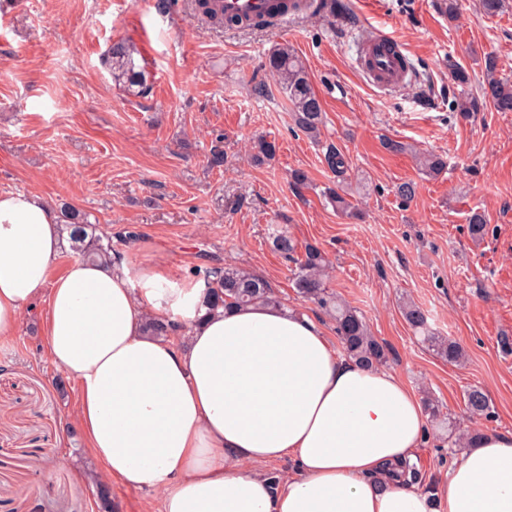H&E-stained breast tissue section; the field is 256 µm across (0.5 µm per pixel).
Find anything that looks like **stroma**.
I'll return each mask as SVG.
<instances>
[{"label": "stroma", "mask_w": 512, "mask_h": 512, "mask_svg": "<svg viewBox=\"0 0 512 512\" xmlns=\"http://www.w3.org/2000/svg\"><path fill=\"white\" fill-rule=\"evenodd\" d=\"M336 16L288 28H228L198 20L194 0L159 13L155 0H0V191L37 194L54 212L71 206L98 232L113 234L116 254L136 233L140 259L176 279L196 269L233 264L271 285L335 338L334 322L298 297L292 262L272 245L286 227L299 244L318 246L332 262L328 285L387 343L388 370L411 389L429 388L462 430L469 389L489 398L487 433H512V112L482 104L462 114L453 95L477 98L484 59L512 80V0L489 17L479 0H459L448 20L438 0H345ZM392 34L409 50L413 75L389 94L367 84L356 54L368 29ZM137 48L151 91L138 96L113 82L102 58L113 42ZM292 46L320 97V141L297 131L280 92L254 98L275 44ZM470 75L450 80L449 61ZM276 145L260 166L248 159L256 138ZM405 151L386 149L387 140ZM345 156L336 177L327 145ZM223 151V168L209 164ZM442 155L446 170L427 176L419 153ZM308 176L293 186L292 170ZM411 181L405 204L397 184ZM346 190L361 219L346 217L324 196ZM487 233L474 241L471 212ZM414 303L435 335L459 342L462 362L439 357L406 323ZM59 370L41 334L38 308L27 309L14 336L0 340V512H99L96 466L73 416V383ZM456 455L444 429L428 426L416 450L420 492L444 480Z\"/></svg>", "instance_id": "obj_1"}]
</instances>
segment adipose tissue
I'll use <instances>...</instances> for the list:
<instances>
[{
    "label": "adipose tissue",
    "instance_id": "ef3b65f1",
    "mask_svg": "<svg viewBox=\"0 0 512 512\" xmlns=\"http://www.w3.org/2000/svg\"><path fill=\"white\" fill-rule=\"evenodd\" d=\"M36 195L0 192V337L43 304L51 360L78 392L75 428L101 473L161 493L158 512H512V434H482L422 494L389 480L426 431L392 371L342 358L299 310L229 304L139 261L59 266ZM175 324L151 336L147 318ZM292 460L271 486L261 465Z\"/></svg>",
    "mask_w": 512,
    "mask_h": 512
}]
</instances>
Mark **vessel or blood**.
I'll use <instances>...</instances> for the list:
<instances>
[{
	"label": "vessel or blood",
	"mask_w": 512,
	"mask_h": 512,
	"mask_svg": "<svg viewBox=\"0 0 512 512\" xmlns=\"http://www.w3.org/2000/svg\"><path fill=\"white\" fill-rule=\"evenodd\" d=\"M224 15L229 19L265 20L275 17L285 26L302 16H325L331 12V0H300L288 11L273 13V0H220ZM357 67L366 80L381 90H397L403 87L412 72V63L399 40L379 30L366 33L362 57Z\"/></svg>",
	"instance_id": "1"
}]
</instances>
